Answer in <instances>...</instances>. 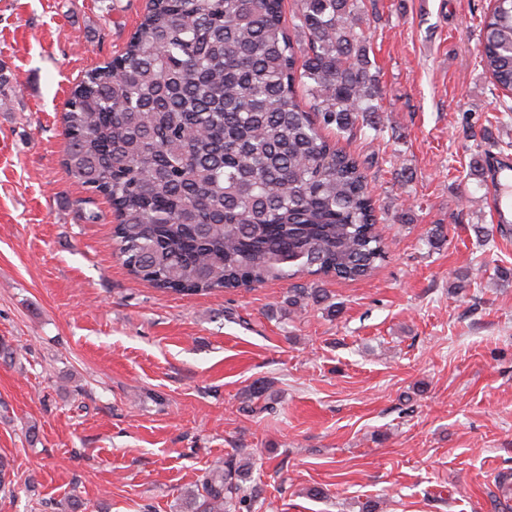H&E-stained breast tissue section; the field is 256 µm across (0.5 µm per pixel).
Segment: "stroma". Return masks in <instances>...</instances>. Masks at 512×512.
I'll list each match as a JSON object with an SVG mask.
<instances>
[{
    "label": "stroma",
    "instance_id": "obj_1",
    "mask_svg": "<svg viewBox=\"0 0 512 512\" xmlns=\"http://www.w3.org/2000/svg\"><path fill=\"white\" fill-rule=\"evenodd\" d=\"M149 5L0 0V512H184L231 458L252 512H512V231L487 178L512 162V93L477 56L493 0L369 6L384 131L332 139L368 175L388 257L296 311L285 281L134 278L109 203L62 164L71 88Z\"/></svg>",
    "mask_w": 512,
    "mask_h": 512
}]
</instances>
